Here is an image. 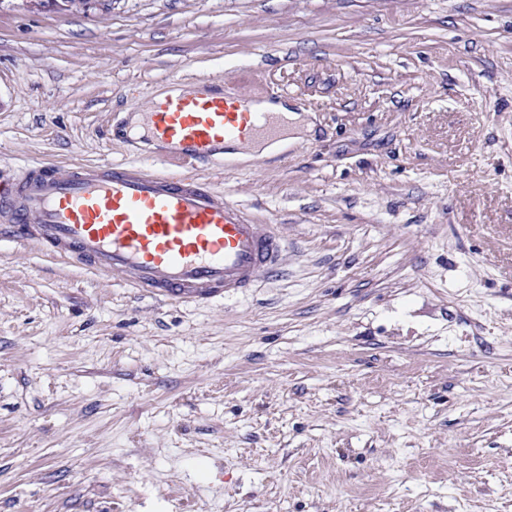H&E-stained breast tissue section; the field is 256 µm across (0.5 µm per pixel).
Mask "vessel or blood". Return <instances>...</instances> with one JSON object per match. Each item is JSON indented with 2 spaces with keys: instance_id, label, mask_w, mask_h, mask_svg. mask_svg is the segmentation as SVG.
<instances>
[{
  "instance_id": "vessel-or-blood-1",
  "label": "vessel or blood",
  "mask_w": 512,
  "mask_h": 512,
  "mask_svg": "<svg viewBox=\"0 0 512 512\" xmlns=\"http://www.w3.org/2000/svg\"><path fill=\"white\" fill-rule=\"evenodd\" d=\"M145 124L174 166L212 158L231 142L282 134L279 114L251 111L226 84L208 97L153 104ZM0 216L18 241L37 239L58 257L182 302L255 287L279 267L283 252L274 227L251 223L242 205L195 179L138 167L57 174L29 165L0 180Z\"/></svg>"
}]
</instances>
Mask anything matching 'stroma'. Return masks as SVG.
Instances as JSON below:
<instances>
[{"instance_id":"1","label":"stroma","mask_w":512,"mask_h":512,"mask_svg":"<svg viewBox=\"0 0 512 512\" xmlns=\"http://www.w3.org/2000/svg\"><path fill=\"white\" fill-rule=\"evenodd\" d=\"M229 81L315 128L185 166L282 269L174 304L0 234V512H512V0H0V170L164 171Z\"/></svg>"}]
</instances>
